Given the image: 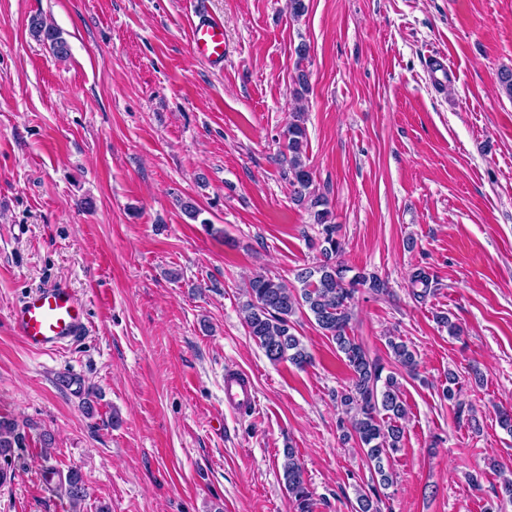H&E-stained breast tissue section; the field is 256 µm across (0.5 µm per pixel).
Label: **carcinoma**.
Wrapping results in <instances>:
<instances>
[{
    "mask_svg": "<svg viewBox=\"0 0 512 512\" xmlns=\"http://www.w3.org/2000/svg\"><path fill=\"white\" fill-rule=\"evenodd\" d=\"M30 32L37 41L49 44L58 59L69 57L67 41L43 16L31 18ZM306 141L304 111L299 109L283 131L281 155L287 163L284 175L293 188V200L307 206L313 215V223L321 227L317 238L321 260L297 272L298 288L267 274L260 273L249 279L244 321L249 336L274 363L288 361L302 367L310 361L306 347L294 333L292 317L301 309L307 310L324 335L336 344V350L343 355L352 373L351 386L336 393V404L342 414L339 427L345 437L353 438L359 444L371 473L377 479L369 490H356L358 512H381L379 489H386L393 483L392 472L386 469V465L401 447V420L405 419L407 409L395 374L382 376L384 366L379 359L369 355L358 338L351 335L350 324L351 303L358 288L382 292L386 283L377 275L368 273H357L349 278V269L336 260L340 243L336 240L333 212L327 198L317 193L314 187L313 172L304 159ZM388 346L395 363L408 372L416 369L415 352L405 342L390 339ZM21 442L18 423L0 417V459L4 464H9L13 448ZM282 473L295 512H313L312 493L294 449L290 447L283 452ZM65 482L71 502L83 501L87 492L81 473L69 471Z\"/></svg>",
    "mask_w": 512,
    "mask_h": 512,
    "instance_id": "carcinoma-1",
    "label": "carcinoma"
}]
</instances>
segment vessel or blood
<instances>
[{
    "instance_id": "obj_1",
    "label": "vessel or blood",
    "mask_w": 512,
    "mask_h": 512,
    "mask_svg": "<svg viewBox=\"0 0 512 512\" xmlns=\"http://www.w3.org/2000/svg\"><path fill=\"white\" fill-rule=\"evenodd\" d=\"M190 50L210 66L224 65V24L207 13H197ZM14 334L30 350L51 352L73 343L85 330L86 308L63 283L30 291L9 312ZM224 405L243 413L257 408L252 378L236 369L224 374Z\"/></svg>"
}]
</instances>
